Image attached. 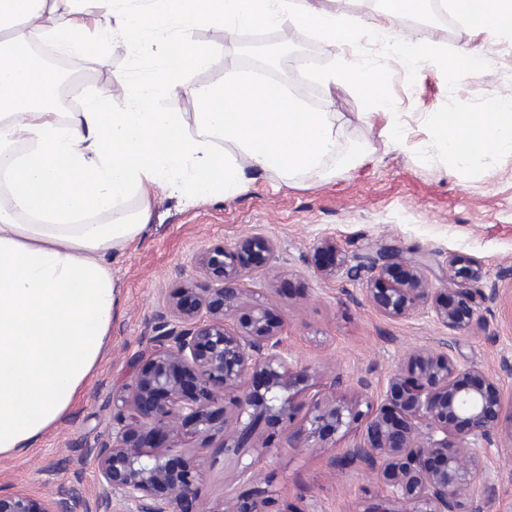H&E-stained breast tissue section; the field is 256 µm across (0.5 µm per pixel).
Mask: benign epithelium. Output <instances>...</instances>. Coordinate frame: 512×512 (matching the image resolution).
Returning <instances> with one entry per match:
<instances>
[{
  "instance_id": "1",
  "label": "benign epithelium",
  "mask_w": 512,
  "mask_h": 512,
  "mask_svg": "<svg viewBox=\"0 0 512 512\" xmlns=\"http://www.w3.org/2000/svg\"><path fill=\"white\" fill-rule=\"evenodd\" d=\"M277 244L261 233L203 249L196 275L165 293L151 334L142 337L135 372L112 397V416L100 424L94 445L93 499L64 497L47 478L38 492L0 494V512H271L272 500L224 492L205 505L197 457L174 462L183 448L212 445L237 455L247 444L260 452L271 440L255 437L262 419L283 430L299 451L324 439L352 434L342 460L357 464L374 488L403 505L398 512H483L495 479L483 465L490 447L512 445L504 430L500 371L459 366L452 337L409 350L389 377L377 404L331 397L312 402L298 428L291 389L293 362L281 327L271 317L272 296L245 287L250 271L279 281ZM322 278L343 275L361 285L365 301L390 320L431 319L450 331L480 326L499 289L479 288L480 263L448 255V274L436 287L425 257L381 249L366 263L327 240L312 247ZM367 410H362L361 406Z\"/></svg>"
}]
</instances>
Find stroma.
Instances as JSON below:
<instances>
[{
    "label": "stroma",
    "instance_id": "stroma-1",
    "mask_svg": "<svg viewBox=\"0 0 512 512\" xmlns=\"http://www.w3.org/2000/svg\"><path fill=\"white\" fill-rule=\"evenodd\" d=\"M425 19L421 35L451 56L485 38L463 23L444 22L430 13ZM192 37L209 49L211 58L205 69L190 75L191 84L219 85L246 72L237 41L226 40L223 29L199 28ZM156 39L151 33L138 45H119L104 56L91 50L97 66L90 75L89 94L111 90L115 111L134 103L157 64L150 51ZM364 62L378 73L376 101H368L355 85L329 93L317 81L309 83L310 97L318 109L335 112L344 138L363 139L358 115L372 113L381 136L356 167H337L323 179L299 174L285 180L259 173L241 193L194 202L160 186L152 189L150 223L112 259L120 301L101 361L53 430L32 448L0 456V494L37 491L40 472L48 469L63 495L77 491L94 496L93 463L82 449L93 444L100 423L111 416L107 402L132 373L141 338L150 333L167 288L192 276L198 251L243 234L262 233L277 244L285 277L272 287L254 273L246 283L270 289L271 315L283 325L288 352L310 374L300 385L299 406L324 394L321 374L329 368L351 381L368 378V395L377 398L409 348L446 333L421 317L389 320L361 299L358 283L341 276L321 278L312 261V246L319 239L333 241L358 261L392 247L426 256L436 281L446 277L449 255L480 262L482 287H497L499 294L486 325L458 332V357L462 366L487 372L497 371L501 357L512 358V154L476 167H455L423 151L431 136L429 113L482 111L504 85L512 84V44L501 43L494 59L457 78L425 61L406 72L391 66L380 49H366ZM118 73L126 74L127 82H115ZM384 98L399 114L395 141L383 135L387 118L377 102ZM349 444L346 438L328 440L313 452L280 447L263 456L244 448L239 460L253 464L259 479L237 484L234 490L269 491L275 512H386L387 498L376 493L358 468L333 469V458ZM484 462L499 476L484 512H512V452L490 451Z\"/></svg>",
    "mask_w": 512,
    "mask_h": 512
}]
</instances>
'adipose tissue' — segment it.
<instances>
[{"label": "adipose tissue", "instance_id": "obj_1", "mask_svg": "<svg viewBox=\"0 0 512 512\" xmlns=\"http://www.w3.org/2000/svg\"><path fill=\"white\" fill-rule=\"evenodd\" d=\"M47 0H0V455L29 448L68 411L99 362L112 329L119 289L108 263L134 241L152 216L148 188L165 185L182 197H224L247 189L252 174L325 176L331 161L354 166L372 137L340 148L336 115L309 111L302 93L282 94L247 79L207 87L187 77L208 66L209 50L193 30L212 26L226 38L239 31L309 26L327 48L341 52L361 40L382 43L387 57L410 70L425 60L461 75L512 40V0H449L452 10L487 32L480 46L456 60L409 29L329 11L320 0H147L119 11L99 0V19H79L46 34L74 57L120 39L128 45L162 33L159 65L146 77L142 101L120 112L109 93L78 112H55L58 76L34 62L21 23H35ZM327 87L377 86L375 70L344 57L320 72ZM188 89L198 104L195 128L174 112L151 108L155 93ZM430 147L458 166L512 153V86L482 112H434ZM234 144L217 156L216 139ZM138 196L139 209L127 206Z\"/></svg>", "mask_w": 512, "mask_h": 512}]
</instances>
